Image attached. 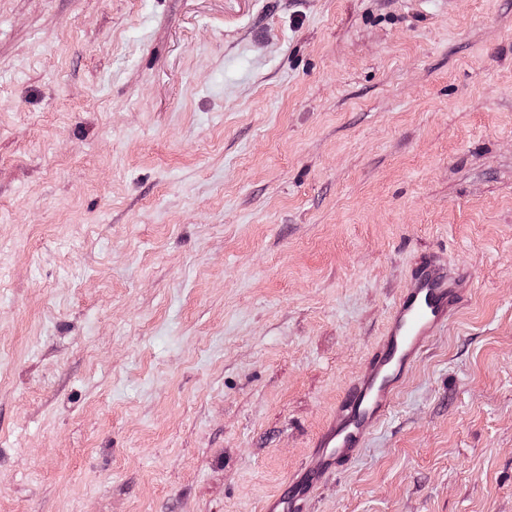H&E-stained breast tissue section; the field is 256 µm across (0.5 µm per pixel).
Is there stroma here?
<instances>
[{
	"label": "stroma",
	"instance_id": "1",
	"mask_svg": "<svg viewBox=\"0 0 512 512\" xmlns=\"http://www.w3.org/2000/svg\"><path fill=\"white\" fill-rule=\"evenodd\" d=\"M429 259L301 512H512V0H0V512H264ZM466 281L430 263L395 304L388 327L365 375L350 384L336 409V423L321 436L322 456L305 471L306 488L317 486L330 468L361 448L365 432L388 412L398 376L416 363L430 336L448 324V312L467 292Z\"/></svg>",
	"mask_w": 512,
	"mask_h": 512
}]
</instances>
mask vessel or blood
<instances>
[{
  "label": "vessel or blood",
  "instance_id": "vessel-or-blood-1",
  "mask_svg": "<svg viewBox=\"0 0 512 512\" xmlns=\"http://www.w3.org/2000/svg\"><path fill=\"white\" fill-rule=\"evenodd\" d=\"M466 291L465 280L440 265L431 263L421 270L395 304L365 375L346 388L335 423L320 438L318 466L306 470L305 485L289 484L280 497L283 512H290L303 487L317 486L329 469L361 447L365 432L387 414L400 373L421 358L428 338L447 326L449 311Z\"/></svg>",
  "mask_w": 512,
  "mask_h": 512
}]
</instances>
